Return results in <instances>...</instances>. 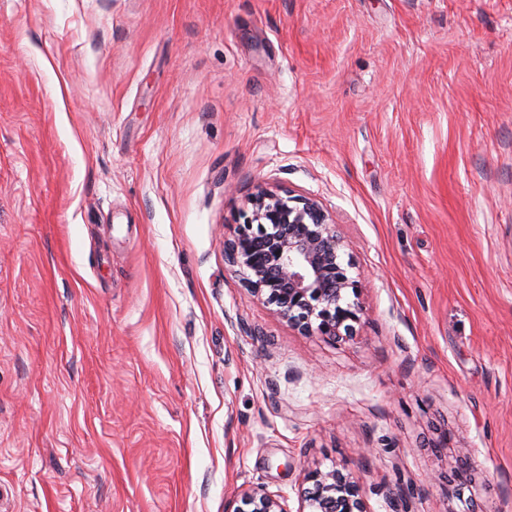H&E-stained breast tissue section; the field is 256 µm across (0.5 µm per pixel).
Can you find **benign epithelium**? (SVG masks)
<instances>
[{
    "mask_svg": "<svg viewBox=\"0 0 512 512\" xmlns=\"http://www.w3.org/2000/svg\"><path fill=\"white\" fill-rule=\"evenodd\" d=\"M346 248L329 215L314 199L281 195L259 185L252 197V213L238 225L225 246L228 263L239 268L257 299L298 330L339 340L353 332L360 307L345 300L356 290L352 263L341 261ZM300 512H367L358 481L339 469L304 473ZM250 512H283L272 496L253 490L244 493Z\"/></svg>",
    "mask_w": 512,
    "mask_h": 512,
    "instance_id": "7a95c632",
    "label": "benign epithelium"
}]
</instances>
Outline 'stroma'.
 Returning a JSON list of instances; mask_svg holds the SVG:
<instances>
[{
  "instance_id": "1",
  "label": "stroma",
  "mask_w": 512,
  "mask_h": 512,
  "mask_svg": "<svg viewBox=\"0 0 512 512\" xmlns=\"http://www.w3.org/2000/svg\"><path fill=\"white\" fill-rule=\"evenodd\" d=\"M346 242L352 336L225 245ZM512 512V0H0V512ZM329 215L315 200L259 185L252 213L225 246L257 299L301 332L339 340L351 336L360 307L346 302L357 285L344 265L346 248ZM303 480L302 510L299 512H367L358 481L351 473L340 469L309 470ZM243 502L253 506L249 512H283L276 499L259 490L244 493Z\"/></svg>"
}]
</instances>
